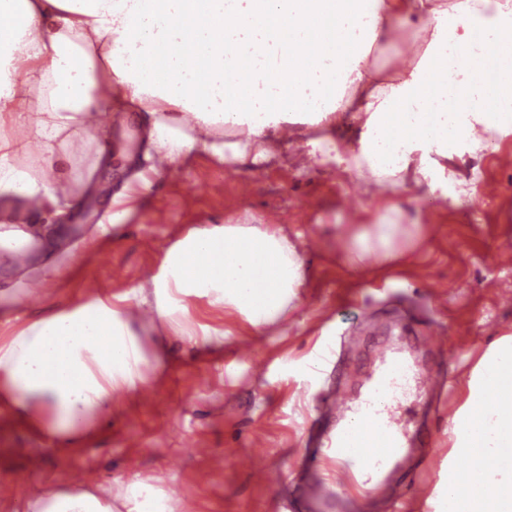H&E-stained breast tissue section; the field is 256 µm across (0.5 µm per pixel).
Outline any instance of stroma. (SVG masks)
<instances>
[{"label":"stroma","instance_id":"1","mask_svg":"<svg viewBox=\"0 0 512 512\" xmlns=\"http://www.w3.org/2000/svg\"><path fill=\"white\" fill-rule=\"evenodd\" d=\"M125 147L138 154L146 148L145 128L131 114L111 126L109 148L78 135L64 150L110 195L134 174L119 155ZM301 151L298 134L279 145L277 160L260 166L229 168L193 151L150 190H137L124 210L109 195L90 196V183L82 182L75 187L82 223L21 211L23 223L51 222L61 234L22 268L4 267L0 250V342L95 294H128L139 310L130 327L146 357L163 353L167 366L150 376L153 399L115 394L111 419L66 447L52 445L37 426L48 409L22 416L0 402V512H25L26 494L14 483L19 474L71 490L93 483L116 510L126 483L147 474L173 498L175 512H289V500L308 482L292 466L306 451L305 435L336 425L327 402L339 391L355 395L382 348L397 345L447 367V355L425 346L436 322L446 325L448 346L460 357L456 385L418 397L404 420L411 436L452 448L451 407L464 404L471 372L489 345L512 336V302L493 290L496 281L512 280V260L497 255L500 243L512 241V131L489 133L480 151L449 161L458 203L443 198L413 209L406 200L422 192L411 184L396 188L369 171L350 175L314 160L302 168ZM242 181L251 183L250 195L239 194ZM489 182L499 192L485 200L479 191ZM272 213L306 269L285 320L261 333L198 295L185 299L186 320L154 316V279L170 246L215 224L259 227ZM383 216L398 225L390 251L372 250L351 269L345 242L359 225ZM49 264L58 274L30 300V282ZM426 283L436 285L437 298L423 292ZM351 336L356 349H342ZM258 431L268 442L263 465L283 477L278 486L256 482L235 464ZM218 454L225 464L215 471ZM412 479L429 486L424 501H409ZM447 481V469L415 458L394 474L388 495L408 500L411 512H436Z\"/></svg>","mask_w":512,"mask_h":512}]
</instances>
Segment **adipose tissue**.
Wrapping results in <instances>:
<instances>
[{"label":"adipose tissue","mask_w":512,"mask_h":512,"mask_svg":"<svg viewBox=\"0 0 512 512\" xmlns=\"http://www.w3.org/2000/svg\"><path fill=\"white\" fill-rule=\"evenodd\" d=\"M0 195L60 214L74 200L62 147L78 134L106 138L94 122L101 100L147 116L144 161L178 163L201 150L262 163L285 126L312 131L310 155L341 171L410 175L429 194L447 195L444 158L457 145L478 149L496 115L512 112V72L503 97L487 100L485 73L460 59L512 54L506 0H0ZM395 29L425 36L417 61L388 78L369 69L367 51ZM249 46L238 66L221 49ZM307 58H300V51ZM288 102H281L282 90ZM231 125L238 139L211 137ZM37 156L40 165L25 164ZM305 277L304 262L276 229L236 224L189 234L156 283V315L187 316L183 296L203 294L256 329L277 322ZM129 309L104 299L33 323L0 344V401L21 411L43 404L54 445L92 432L112 413L115 393L143 391L145 358ZM499 402L487 407L485 396ZM456 454L474 461L472 490L446 488L438 512H512V343L495 341L449 427ZM493 457L500 476L482 462ZM31 512H112L94 490L34 492Z\"/></svg>","instance_id":"ef3b65f1"}]
</instances>
